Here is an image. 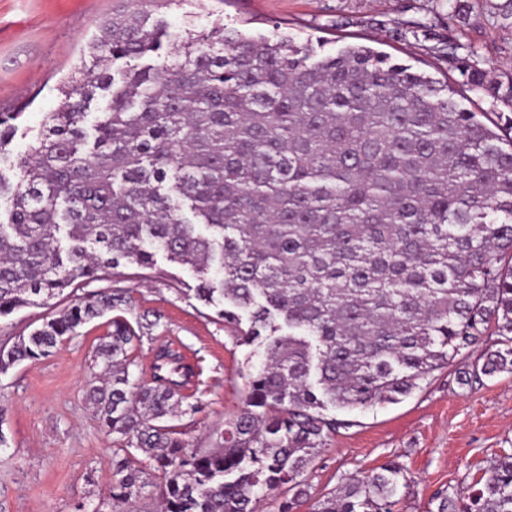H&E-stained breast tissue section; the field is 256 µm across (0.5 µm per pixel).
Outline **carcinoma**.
<instances>
[{
  "instance_id": "carcinoma-1",
  "label": "carcinoma",
  "mask_w": 512,
  "mask_h": 512,
  "mask_svg": "<svg viewBox=\"0 0 512 512\" xmlns=\"http://www.w3.org/2000/svg\"><path fill=\"white\" fill-rule=\"evenodd\" d=\"M126 2L14 161L22 113H0V318L161 252L262 360L210 451L168 424L192 376L180 354H156L154 383L132 378L151 324L123 315L124 291L80 298L1 348L0 371L112 312L95 351L106 382L88 391L115 446L112 501L137 512L153 487L161 512H258L278 493V512H297L304 473L344 425L336 412L399 402L486 336L461 384L512 372V136L368 47L316 60L289 36L217 25L165 48L166 25L150 22L160 0ZM434 39L462 86L512 106V82L486 86L460 44ZM98 90L108 106L90 123ZM132 448L147 468L128 465ZM406 482L388 463L313 512H394ZM437 499L438 512H512V454Z\"/></svg>"
}]
</instances>
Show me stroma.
<instances>
[{
	"label": "stroma",
	"instance_id": "35a3bbf8",
	"mask_svg": "<svg viewBox=\"0 0 512 512\" xmlns=\"http://www.w3.org/2000/svg\"><path fill=\"white\" fill-rule=\"evenodd\" d=\"M120 0H0V112L21 111L9 149L24 153L27 131L39 130L60 102V87L89 59L101 21L121 9ZM155 15L170 34L210 29L215 23L253 35L280 29L317 56L360 44L388 54L414 71L458 85L459 71L430 53L423 31L449 24L489 83L512 78V13L505 0H163ZM407 29L393 40L386 23ZM196 280L157 255L153 268L115 269L105 280H77L49 308H25L0 320V346L12 345L47 315H59L74 296L104 288L128 292L125 312L150 323L131 350L134 377L153 380L156 350L164 345L194 366L175 425L194 447L206 448L226 418L242 406L249 371L261 360L259 344L238 342L213 309L195 296ZM109 329L95 319L64 339L45 358L25 360L0 373V512H113L112 437L86 398L101 369L95 348ZM460 361L435 371L423 387L396 404L342 413L339 429L304 475L311 502L340 487L350 475L394 461L408 482L399 512H437L436 493L480 480L491 459L512 452V373L473 386L459 385Z\"/></svg>",
	"mask_w": 512,
	"mask_h": 512
}]
</instances>
